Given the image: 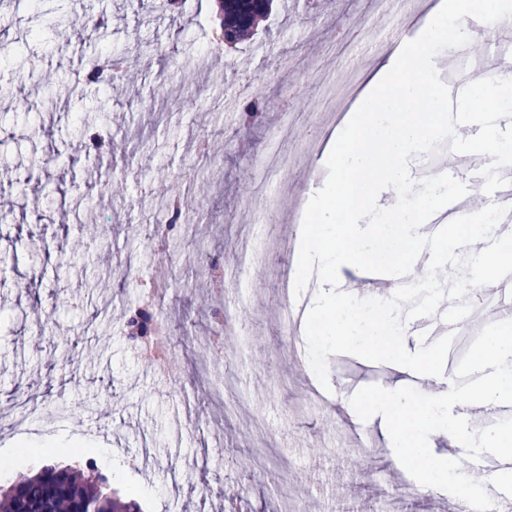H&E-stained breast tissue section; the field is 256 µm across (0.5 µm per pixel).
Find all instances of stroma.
Masks as SVG:
<instances>
[{"label":"stroma","instance_id":"stroma-1","mask_svg":"<svg viewBox=\"0 0 512 512\" xmlns=\"http://www.w3.org/2000/svg\"><path fill=\"white\" fill-rule=\"evenodd\" d=\"M0 0V493L56 463L91 464L140 512H444L440 489L407 495L384 420L361 388L426 376L351 354L329 390L300 373L280 289L303 286L293 253L320 159L366 104L375 0H275L236 48H218L221 0ZM428 45L453 70L512 55L443 18ZM120 58L117 90L86 78ZM266 108L244 123L242 105ZM105 147L93 150L94 136ZM184 198L179 216L171 196ZM154 315L168 366L128 337ZM234 336L216 353L214 336Z\"/></svg>","mask_w":512,"mask_h":512}]
</instances>
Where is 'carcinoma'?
Listing matches in <instances>:
<instances>
[{
	"mask_svg": "<svg viewBox=\"0 0 512 512\" xmlns=\"http://www.w3.org/2000/svg\"><path fill=\"white\" fill-rule=\"evenodd\" d=\"M254 22L250 0H224V24L234 27L237 37L247 35ZM136 324L143 335H148L153 325L152 313L133 310L128 326ZM21 500L30 512H72L81 504L91 512H138L136 503L121 502L112 497L108 478L95 470L86 476H78L68 469L50 467L23 478L3 494L0 512H15Z\"/></svg>",
	"mask_w": 512,
	"mask_h": 512,
	"instance_id": "cac0c4a2",
	"label": "carcinoma"
}]
</instances>
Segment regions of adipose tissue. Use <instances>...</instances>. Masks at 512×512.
I'll return each instance as SVG.
<instances>
[{"label": "adipose tissue", "instance_id": "1", "mask_svg": "<svg viewBox=\"0 0 512 512\" xmlns=\"http://www.w3.org/2000/svg\"><path fill=\"white\" fill-rule=\"evenodd\" d=\"M446 96L437 54L424 42L401 45L387 54L369 77L366 101L396 104L408 99L421 87ZM388 124L387 136L376 137L381 124ZM455 125L438 119L410 116L397 118L394 112H375L369 120L337 134L326 151L336 176L327 191L313 206L314 223L310 228L301 261L317 266L322 289L317 298L313 332L318 337L317 351L348 340L352 322L342 310L334 284L342 269L349 266L353 246H363L373 237L375 227L365 221L370 204L382 195H400L405 191L402 160L421 152L427 142L457 135ZM390 160L384 174L376 178L371 195H363L357 185L358 174L368 172L373 158Z\"/></svg>", "mask_w": 512, "mask_h": 512}]
</instances>
